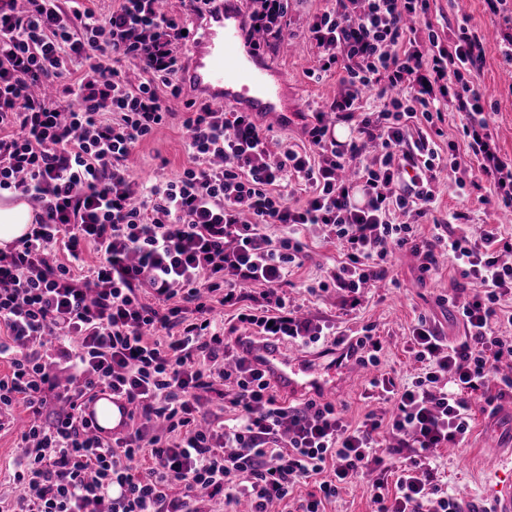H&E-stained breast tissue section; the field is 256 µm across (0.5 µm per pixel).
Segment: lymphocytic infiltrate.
Here are the masks:
<instances>
[{
	"mask_svg": "<svg viewBox=\"0 0 512 512\" xmlns=\"http://www.w3.org/2000/svg\"><path fill=\"white\" fill-rule=\"evenodd\" d=\"M250 32L289 40L288 0H245ZM430 0H332L307 27L319 69L341 72L306 144L272 153L247 112L214 109L183 94L178 75L186 24L159 0H116L106 14L78 0H0V193L36 207L29 232L0 249V411L24 404L30 419L10 512H202L201 495L246 502L250 512L298 496L297 512H326L340 486L377 473L375 512H462L437 482L435 449L463 442L475 412L512 400V241L497 229L455 234L449 213L418 237L403 215L436 208L441 169L467 155L479 179L512 208V159L501 156L479 86L486 56L468 24L440 39L417 29ZM144 75L131 85L120 63ZM364 88L383 102L358 112ZM463 141L440 166L435 135L447 113ZM186 134L187 166L151 185L130 176L136 146L171 120ZM430 132L412 137V120ZM349 123L339 141L336 125ZM306 195L294 202L296 191ZM283 228L280 237L267 225ZM325 225L344 259L309 287L322 298L387 279V257L410 248L421 271L448 256L477 293L452 289L464 336L445 341L419 318L411 380L373 378L390 413L347 424L334 404L282 400L225 336L213 313L230 309L251 335L319 342L321 324L291 308V269L309 257L301 239ZM93 260H86V253ZM123 396L131 425L92 434L81 414L97 390ZM217 393L234 414L206 411Z\"/></svg>",
	"mask_w": 512,
	"mask_h": 512,
	"instance_id": "1",
	"label": "lymphocytic infiltrate"
}]
</instances>
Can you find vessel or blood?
<instances>
[{
    "label": "vessel or blood",
    "instance_id": "b4317fda",
    "mask_svg": "<svg viewBox=\"0 0 512 512\" xmlns=\"http://www.w3.org/2000/svg\"><path fill=\"white\" fill-rule=\"evenodd\" d=\"M248 19L237 0H224L202 23L199 44L186 62L188 90L210 97L216 105L234 104L265 120L281 123L279 106L288 84L286 73L272 75L254 53L248 40ZM238 350L265 371L270 383L289 396L330 395L338 384L351 379L352 363L329 353L318 359L288 352L283 344L240 336ZM129 405L105 390L85 401L81 414L91 431L101 438L125 434Z\"/></svg>",
    "mask_w": 512,
    "mask_h": 512
}]
</instances>
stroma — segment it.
I'll use <instances>...</instances> for the list:
<instances>
[{
    "label": "stroma",
    "instance_id": "1",
    "mask_svg": "<svg viewBox=\"0 0 512 512\" xmlns=\"http://www.w3.org/2000/svg\"><path fill=\"white\" fill-rule=\"evenodd\" d=\"M429 19L440 38H447L462 19L481 33L494 34L498 29L484 0H431ZM329 0H292L288 9L290 28L294 33L289 48L264 47L263 56L284 70L290 81L289 100L308 112L323 108L334 97L340 76L336 72L318 69L317 52L305 37L307 23L316 14L329 8ZM471 79L489 92L494 115L491 132L501 155L512 159V67L499 54L487 52L483 63L471 73ZM188 160L185 137L179 124L157 130L135 149L130 166L139 181L172 178L179 174ZM459 178L466 186L457 189L447 172H440L432 189L437 199L435 217L423 220L418 230L430 235L434 221H447L453 211L468 215V230L481 225L498 227L500 233L512 237V219L490 199L486 181L474 180L468 158H461ZM310 258L303 269L291 276L286 288L291 304L303 306L322 324L334 327L345 336H360L363 327H374L383 349L377 370L405 380L414 374L416 363L410 354L409 334L418 316H426L441 336L452 340L461 336L464 328L455 310L444 298L460 274L448 257H439L435 269L424 273L409 250L394 252L390 258L393 279L365 288L363 301L356 309L342 307L340 298L318 300L306 292L309 284L318 282L340 261L341 251L327 236L326 228L308 233ZM369 374H362L353 384L333 395L332 401L347 422L355 424L372 410H384L383 400L369 396ZM512 453V404H504L494 415L477 413L474 427L453 455L439 453V480L442 489L456 497L473 512H481L493 502L490 493L496 478L488 462Z\"/></svg>",
    "mask_w": 512,
    "mask_h": 512
}]
</instances>
